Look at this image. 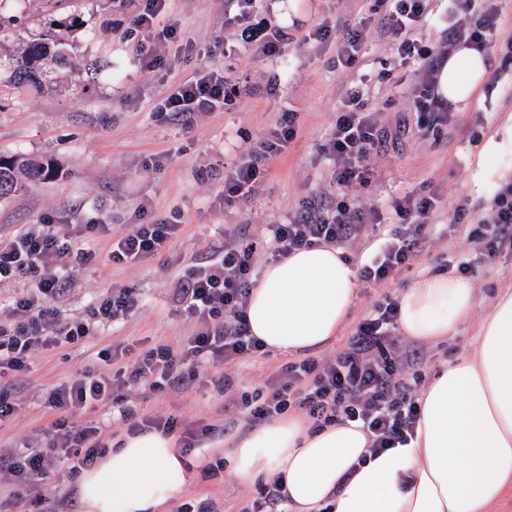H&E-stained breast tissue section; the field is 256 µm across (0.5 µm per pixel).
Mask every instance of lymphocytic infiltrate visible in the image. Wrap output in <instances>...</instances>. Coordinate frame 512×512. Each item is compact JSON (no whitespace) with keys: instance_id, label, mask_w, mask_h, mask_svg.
I'll list each match as a JSON object with an SVG mask.
<instances>
[{"instance_id":"1","label":"lymphocytic infiltrate","mask_w":512,"mask_h":512,"mask_svg":"<svg viewBox=\"0 0 512 512\" xmlns=\"http://www.w3.org/2000/svg\"><path fill=\"white\" fill-rule=\"evenodd\" d=\"M455 21L445 29L449 45L486 49L501 25L500 0H453ZM235 10L225 22L235 30L234 48H248L260 58H282L289 35L257 17L255 0H233ZM375 15L333 25L321 22L300 39L301 44L336 43L334 64L346 72L371 33L391 38L396 66H416L420 78L407 91L416 114V127L425 133L436 127L456 128L461 122L455 107L437 92L441 53L423 44L419 30L429 26L430 0H380ZM137 56L147 73L164 69L155 55L157 40L166 39L183 51L177 23L169 15L168 0H142L134 19ZM367 79L347 86L336 101V119L326 149L336 160L337 188L364 187L376 177L372 158L391 143L378 116L368 106ZM230 97L222 68L204 66L184 81L172 84L160 110L165 118L189 124L195 114L223 107ZM297 130L292 124H276L250 148L245 157L224 170V201H244L256 195L268 164L287 153ZM438 200L430 194L409 193L393 198L388 211L348 203L346 200L312 196L289 216L287 222L269 227L273 242L267 255H260L249 227L236 224L224 238L223 248L184 274L177 289L179 310L194 325V331L174 343H158L133 365L120 362L118 349L97 354L99 367L88 368L43 395L46 407L58 418L51 449L26 445L23 451L0 449V474L12 483H28L42 473L48 454L70 460V473L92 467L102 452L99 429L75 423L76 415L123 401L130 386L146 384L157 391L185 392L200 380L199 369L263 355L262 342L250 334L245 308L261 260L279 262L294 251L316 245H343L356 241H379L378 251L364 262L359 276L370 286L398 279L424 253L425 238ZM90 221L60 231L50 223L28 224L9 241L0 243V284L29 278L27 293L13 307L23 312L21 321H0V376L21 378L28 371L33 353L77 343L92 337L98 327L127 320L140 303L128 288L112 289L89 312L75 319L61 318L54 302L63 292L62 265L83 236L99 232ZM182 225L151 220L134 225L113 237L112 264H135L158 255L177 238ZM468 242L481 245L486 257L500 248L512 247V182L501 184L491 201L489 219L476 224ZM399 305L391 296L375 302L371 313L355 326L346 348L329 360L306 357L287 363L257 388L229 396L228 402L257 426L301 411L310 432L316 433L338 422H358L371 437L373 451L408 444L419 416L416 389L422 375L398 345L394 332ZM132 434L154 431L178 434L184 448L202 450L214 439L209 424L192 425L174 416H138L124 412Z\"/></svg>"}]
</instances>
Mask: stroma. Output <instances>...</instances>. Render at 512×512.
<instances>
[{
    "label": "stroma",
    "mask_w": 512,
    "mask_h": 512,
    "mask_svg": "<svg viewBox=\"0 0 512 512\" xmlns=\"http://www.w3.org/2000/svg\"><path fill=\"white\" fill-rule=\"evenodd\" d=\"M224 4L225 0H171L170 11L192 48L178 55L171 44L158 43L156 52L167 67L152 75L141 70L131 34L141 0H125L121 9L110 0H71L70 11L81 13L85 21L76 33L72 84L65 91L48 92L8 85L0 75V154L50 157L62 170L58 178L33 184L0 202V242L27 224H83L96 219L111 231L92 237L85 256L65 259L69 289L57 300L58 311L65 318L86 316L115 288L133 289L140 299L138 313L98 329L85 343L35 354L24 384L8 375L0 377V391L10 392L17 403L14 415L0 422V443L20 447L35 438L49 440L56 415L45 408L43 393L87 368L99 350L127 347L124 361L130 364L156 343L189 335L192 323L174 311V286L190 267L223 244L225 226L249 225L258 250L264 252L271 246L267 225L287 221L307 197L335 194L336 164L325 145L337 98L363 75L370 79V105L396 144L377 157L375 182L354 189V196L384 210L404 193H430L440 199L442 209L424 255L409 271L385 288H359L351 322L368 314L381 294L398 296L423 275L443 271L452 262H470L477 295L469 319L435 343L402 340L416 351L429 377L442 361L470 352L477 325L498 289L512 283V248H503L490 260L476 245L449 237L446 229L450 218L472 225L490 214L500 180L490 176L478 184L473 176L488 135L512 118V58L505 50L495 45L488 52L482 94L462 108L461 129L421 137L413 131L416 116L402 90L419 73L413 67H395L389 38L371 34L356 66L344 73L334 65L335 45L296 44L322 21L371 15L379 0H296L287 29L295 42L284 60L260 59L244 49L223 57L217 41L233 38L232 28L224 23ZM1 9L17 18L10 45L22 44L44 28L40 0H7ZM205 65L223 67L228 86L250 84L254 95L197 114L187 129L160 116L158 107L169 83ZM288 119L294 120L297 136L287 154L269 164L261 193L250 201L225 205V165L245 154L267 128ZM144 203L149 218L178 220L183 234L153 259L132 266L110 264L113 235L138 224V208ZM285 362V357L270 354L216 366L185 394L138 385L123 406L220 427L233 414L224 408L219 381L228 375L237 390H250ZM232 443L228 437L204 453L187 454L188 477L175 502L205 499L212 502L213 512H241L252 505L259 487H245L236 480L224 455ZM38 482L58 486L60 499L55 505L36 500L29 489L22 493V507H15L12 487L0 484V512H66L75 494L62 464L51 461Z\"/></svg>",
    "instance_id": "1"
}]
</instances>
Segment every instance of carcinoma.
I'll list each match as a JSON object with an SVG mask.
<instances>
[{
	"label": "carcinoma",
	"mask_w": 512,
	"mask_h": 512,
	"mask_svg": "<svg viewBox=\"0 0 512 512\" xmlns=\"http://www.w3.org/2000/svg\"><path fill=\"white\" fill-rule=\"evenodd\" d=\"M15 22V17L0 11V71H9L10 79L19 85H33L41 89L64 88L71 73L65 46L70 35L82 25L80 15L71 14L49 20L39 37L30 41L20 52H13L2 44ZM54 168L51 159L25 154L0 156V199L14 196L29 184L48 178L54 173Z\"/></svg>",
	"instance_id": "carcinoma-1"
}]
</instances>
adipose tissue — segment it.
Listing matches in <instances>:
<instances>
[{"instance_id": "ef3b65f1", "label": "adipose tissue", "mask_w": 512, "mask_h": 512, "mask_svg": "<svg viewBox=\"0 0 512 512\" xmlns=\"http://www.w3.org/2000/svg\"><path fill=\"white\" fill-rule=\"evenodd\" d=\"M488 66L485 53L454 47L438 73L440 95L467 105ZM508 151L512 123L487 138L478 178L512 175V166L498 164ZM358 286L342 249L298 250L263 268L246 307L249 330L274 355L319 350L347 326ZM475 297L467 278L422 276L399 294L400 329L413 340L445 339ZM419 405L414 438L380 454L371 453L360 424L311 433L302 418H274L234 443V472L244 483L279 477L288 512H489L512 489V285L481 318L472 351L439 366ZM185 466L172 438L125 434L82 471L75 492L84 512H163L184 484Z\"/></svg>"}]
</instances>
